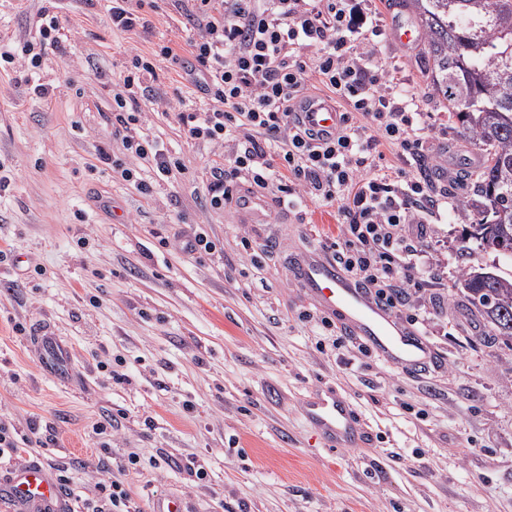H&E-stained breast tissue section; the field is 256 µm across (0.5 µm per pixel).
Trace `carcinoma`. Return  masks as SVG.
Segmentation results:
<instances>
[{"mask_svg":"<svg viewBox=\"0 0 512 512\" xmlns=\"http://www.w3.org/2000/svg\"><path fill=\"white\" fill-rule=\"evenodd\" d=\"M423 30L431 78L459 122V135L483 154L468 177L462 215L470 238L512 262V0H405ZM463 299L488 329L512 344V275L464 269Z\"/></svg>","mask_w":512,"mask_h":512,"instance_id":"cac0c4a2","label":"carcinoma"}]
</instances>
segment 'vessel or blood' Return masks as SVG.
<instances>
[{
    "instance_id": "b4317fda",
    "label": "vessel or blood",
    "mask_w": 512,
    "mask_h": 512,
    "mask_svg": "<svg viewBox=\"0 0 512 512\" xmlns=\"http://www.w3.org/2000/svg\"><path fill=\"white\" fill-rule=\"evenodd\" d=\"M300 111L306 124L318 130L331 132L340 124L335 108L313 99L303 100ZM293 275L299 287L305 288L321 309L334 315L347 334L363 340L386 363L408 370L430 358V345L416 332L400 326L390 311L358 286L335 260L316 250L302 252L294 260ZM303 412L328 447L355 445L363 438L350 403L336 394L313 392ZM8 493L31 512L65 501L60 481L39 465L16 472Z\"/></svg>"
}]
</instances>
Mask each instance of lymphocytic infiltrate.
<instances>
[{
  "label": "lymphocytic infiltrate",
  "instance_id": "1",
  "mask_svg": "<svg viewBox=\"0 0 512 512\" xmlns=\"http://www.w3.org/2000/svg\"><path fill=\"white\" fill-rule=\"evenodd\" d=\"M191 7L200 23L187 50L163 44L149 55L132 54L112 91L124 145L154 178L119 164L113 173L145 195L175 181L181 160L140 126L143 112L176 113L187 138L224 147L208 168L212 208L239 201L243 185L290 211L309 200L338 204L335 259L374 299L391 309L407 306L422 270L419 250L403 228L424 223L421 202L428 190L376 158L385 147L417 155L431 129L414 95L393 92L388 72L377 65L376 22L357 0H191ZM62 29L58 16L42 13L38 41L0 50V69L34 72L46 49L61 44ZM164 60L180 65L207 96L203 115L156 95ZM313 80L353 111L336 132L309 129L295 112L296 98ZM125 470L98 460L99 500L75 498L69 512H131L119 478Z\"/></svg>",
  "mask_w": 512,
  "mask_h": 512
}]
</instances>
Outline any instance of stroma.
<instances>
[{
    "mask_svg": "<svg viewBox=\"0 0 512 512\" xmlns=\"http://www.w3.org/2000/svg\"><path fill=\"white\" fill-rule=\"evenodd\" d=\"M386 30L376 60L413 93L434 133L406 169L432 199L463 195L481 158L456 135L432 86L422 46L390 36L412 25L401 0H367ZM50 10L60 48L32 78L0 72V422L40 445L0 460V487L18 468L65 469L66 489L97 498L89 465L105 453L140 462L122 480L132 512L176 499L186 512H512V350L467 315L462 269L512 265L464 257L463 217L427 209L407 231L423 281L411 309L429 313L433 360L420 372L342 340L291 276L286 259L336 238L337 206L305 217L272 209L246 224L237 206L206 201L205 166L222 147L186 138L174 113H146L142 130L179 156L185 172L150 196L115 179L100 151L147 173L113 124L112 89L131 50L185 45L197 28L185 0H161L148 27L114 31L103 0H0V40L32 37ZM155 88L202 112L201 93L168 61ZM53 87L40 99L33 87ZM202 228L212 253L172 241ZM61 341L72 375L41 366L33 335ZM335 388L365 431L328 449L302 404ZM115 424L95 433L94 423Z\"/></svg>",
    "mask_w": 512,
    "mask_h": 512,
    "instance_id": "35a3bbf8",
    "label": "stroma"
}]
</instances>
